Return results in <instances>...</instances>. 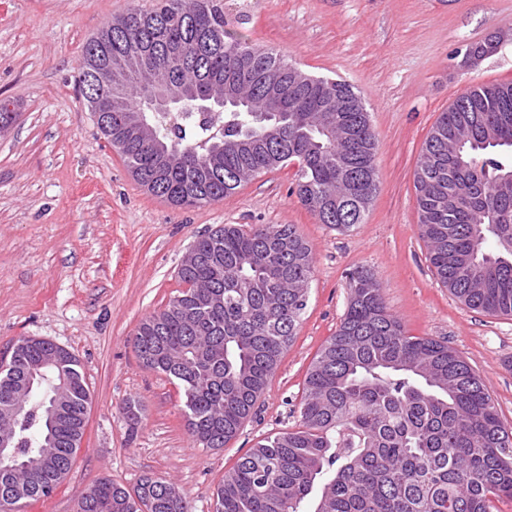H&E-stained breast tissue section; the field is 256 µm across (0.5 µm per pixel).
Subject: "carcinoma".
Segmentation results:
<instances>
[{
  "mask_svg": "<svg viewBox=\"0 0 512 512\" xmlns=\"http://www.w3.org/2000/svg\"><path fill=\"white\" fill-rule=\"evenodd\" d=\"M140 58L136 70L128 58ZM121 82L99 94L107 66ZM242 67L246 105H211ZM294 64L224 28L218 0H159L121 29L88 39L76 85L133 179L177 208L224 199L246 180L296 166V194L336 229L362 223L377 191L378 142L365 103L343 80L307 75L291 108L269 120L265 88ZM152 84L189 100L133 119ZM512 81L460 94L437 119L415 173L418 231L444 287L468 309L512 316ZM178 276L187 288L140 322L135 352L183 390L193 442L222 448L252 417L307 306L313 256L292 224H226L198 238ZM348 303L311 363L293 429L265 437L224 474L215 512H494L512 501V427L479 376L447 342L413 336L374 275H347ZM59 363L67 376L63 394ZM90 395L79 360L23 338L0 365V414L13 454L0 457V512L50 496L80 448ZM80 512H187L173 483L131 490L102 478Z\"/></svg>",
  "mask_w": 512,
  "mask_h": 512,
  "instance_id": "carcinoma-1",
  "label": "carcinoma"
}]
</instances>
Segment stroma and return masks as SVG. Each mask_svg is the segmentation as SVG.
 Returning <instances> with one entry per match:
<instances>
[{
  "instance_id": "obj_1",
  "label": "stroma",
  "mask_w": 512,
  "mask_h": 512,
  "mask_svg": "<svg viewBox=\"0 0 512 512\" xmlns=\"http://www.w3.org/2000/svg\"><path fill=\"white\" fill-rule=\"evenodd\" d=\"M156 0H0V359L24 337L79 359L91 402L81 448L54 493L22 512H77L101 478L175 484L188 512H214L225 471L268 434L293 428L309 365L347 309L345 275L371 270L388 310L416 336L447 341L512 426V316L467 309L436 278L417 230L414 173L441 112L465 89L512 81V41L467 66V46L512 29V0H221L226 27L310 74L350 83L378 139V189L363 223H319L290 189L293 168L244 182L210 205L175 208L131 176L75 86L83 46L129 9ZM224 224H292L314 268L297 335L221 448L192 442L183 394L145 368L133 338L182 290L193 242ZM139 402L130 427L127 402Z\"/></svg>"
}]
</instances>
